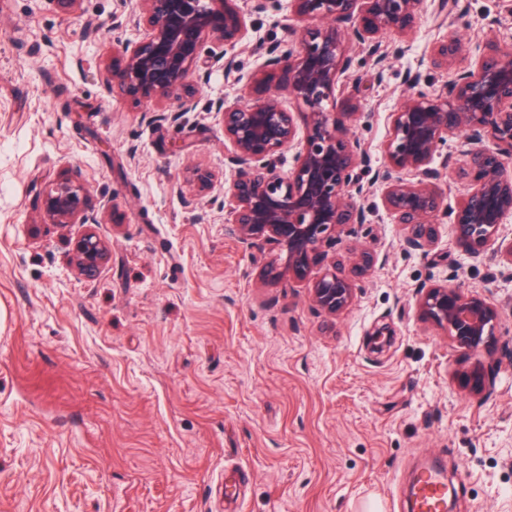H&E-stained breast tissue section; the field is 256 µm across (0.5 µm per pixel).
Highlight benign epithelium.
Segmentation results:
<instances>
[{"mask_svg": "<svg viewBox=\"0 0 512 512\" xmlns=\"http://www.w3.org/2000/svg\"><path fill=\"white\" fill-rule=\"evenodd\" d=\"M294 14L309 22L302 51L274 47L269 70L253 81L251 99L219 100L215 113L224 129V224L239 242L259 250L279 251L258 272L260 282L274 286L288 277L309 280L311 269L326 264L312 281L316 310L336 316L354 302L358 281L372 275L380 255L356 240L369 223L358 203L364 179L381 186L382 203L395 223L407 231V243L423 252L435 245L445 213L465 253L477 258L493 249L512 274V238L499 235L501 221L512 212V55L490 42L471 67L459 71L448 89L431 96L412 93L391 113L384 144L388 169L370 167L367 151L354 132L361 113L336 99L341 78H350L348 40L404 37L427 0H291ZM127 23L146 31L137 42H115L104 62L110 91L132 94L179 122L194 108L188 78L197 67L204 43L222 46L209 56V67L229 77L235 70L234 49L246 35V20L237 0H134ZM458 38H443L430 51L436 68H446L464 51ZM307 108L292 112L285 99ZM331 103L326 109L324 103ZM305 135H300L299 126ZM464 133L471 148L463 173L471 189L458 208L444 211L441 174L433 167L448 138ZM490 139L494 147L482 146ZM298 148L288 175L275 161L284 150ZM198 191H209L218 176L194 168ZM79 173L62 176L49 188L43 204L45 222L59 227L98 224L88 207ZM355 238L347 255H336L341 235ZM110 244L92 228L73 242L71 264L90 280L108 264ZM419 319L448 331L460 347L478 351L494 334L499 307L485 294L466 293L449 283L417 287ZM462 388L473 393L491 389L493 380L480 367L463 374Z\"/></svg>", "mask_w": 512, "mask_h": 512, "instance_id": "benign-epithelium-1", "label": "benign epithelium"}]
</instances>
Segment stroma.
I'll return each mask as SVG.
<instances>
[{
    "label": "stroma",
    "instance_id": "stroma-1",
    "mask_svg": "<svg viewBox=\"0 0 512 512\" xmlns=\"http://www.w3.org/2000/svg\"><path fill=\"white\" fill-rule=\"evenodd\" d=\"M240 4L233 75L193 73L196 107L172 124L113 96L100 66L113 42L142 37L117 25L130 0L71 15L0 0V512H408L415 471L437 456L454 512H512V278L496 254L468 258L444 218L430 252L409 248L372 187L363 242L387 261L330 318L305 284L257 287L272 249L225 231L221 185L189 182L194 167L224 171L215 102L249 95L270 46L301 48L290 0ZM453 36L465 55L434 67L432 43ZM490 42L512 53V0L426 10L408 40L383 39L381 62L350 43L373 168L402 99L445 90ZM464 150L458 138L443 149L450 210L470 188ZM72 170L91 202L117 207L96 227L111 256L91 281L71 270L81 225L41 218L49 184ZM448 280L501 310L478 355L418 317L417 287ZM478 361L497 375L476 395L459 377Z\"/></svg>",
    "mask_w": 512,
    "mask_h": 512
}]
</instances>
